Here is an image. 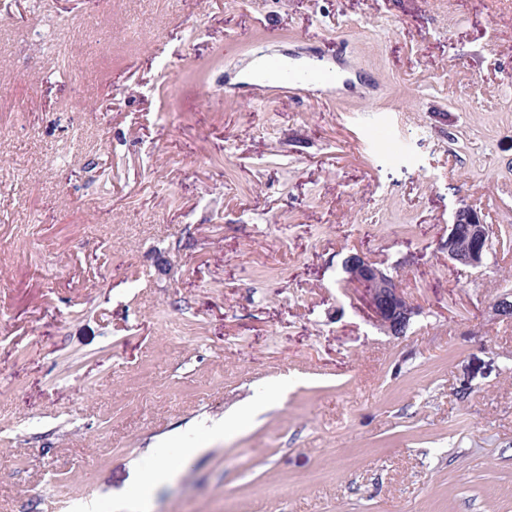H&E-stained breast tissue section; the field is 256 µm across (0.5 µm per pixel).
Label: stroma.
<instances>
[{"instance_id":"1","label":"stroma","mask_w":512,"mask_h":512,"mask_svg":"<svg viewBox=\"0 0 512 512\" xmlns=\"http://www.w3.org/2000/svg\"><path fill=\"white\" fill-rule=\"evenodd\" d=\"M11 10L0 512L121 503L162 444L197 454L148 512H512V0ZM343 38L346 81L220 92L257 47ZM464 206L478 269L448 263ZM355 252L415 306L403 335ZM489 244V224L479 213L464 207L457 209L448 224V261L455 266L479 268L485 262ZM342 268L345 282L363 289L377 326L393 336L402 335L416 309L405 297L398 281L359 253L347 255Z\"/></svg>"}]
</instances>
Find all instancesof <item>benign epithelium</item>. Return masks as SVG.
Instances as JSON below:
<instances>
[{
    "label": "benign epithelium",
    "mask_w": 512,
    "mask_h": 512,
    "mask_svg": "<svg viewBox=\"0 0 512 512\" xmlns=\"http://www.w3.org/2000/svg\"><path fill=\"white\" fill-rule=\"evenodd\" d=\"M489 225L475 210L459 208L448 224V261L453 265L479 268L489 251ZM345 282L363 289L366 301L380 329L399 336L416 314L398 281L385 274L366 256L351 253L342 261ZM491 309L499 318L512 316V290L495 296Z\"/></svg>",
    "instance_id": "obj_1"
}]
</instances>
